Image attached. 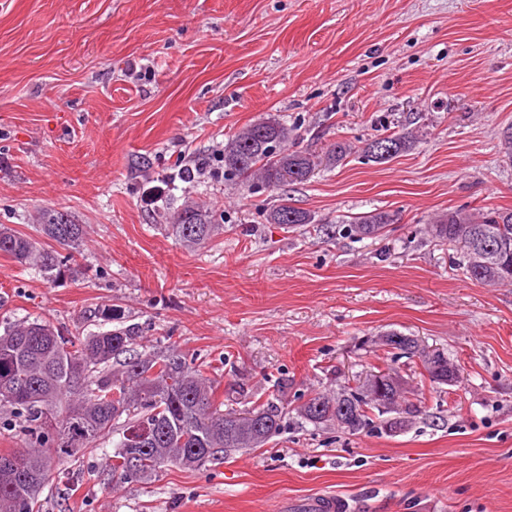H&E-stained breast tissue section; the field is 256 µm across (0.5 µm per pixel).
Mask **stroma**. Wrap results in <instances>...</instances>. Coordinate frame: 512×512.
<instances>
[{
	"label": "stroma",
	"instance_id": "35a3bbf8",
	"mask_svg": "<svg viewBox=\"0 0 512 512\" xmlns=\"http://www.w3.org/2000/svg\"><path fill=\"white\" fill-rule=\"evenodd\" d=\"M266 115L315 154L401 129L418 141L274 190L223 161ZM511 125L512 0H0V224L31 235L54 207L86 229L55 281L0 256V323L87 336L116 304L139 352L210 363L225 408L281 377L293 407L373 366L419 408L392 436L292 418L264 448L147 483L113 478L105 437L43 490V512H278L324 492L350 512H512V285L470 281L462 250L424 232L451 209L512 210ZM183 165L191 182L146 199ZM284 196L316 223H266ZM188 199L224 213L195 250L167 228ZM376 209L398 222L347 233ZM390 330L445 352L457 381L373 345ZM398 220L397 214L388 211H371L361 216L353 217L349 222L351 235L358 238H376L382 235L388 224H393Z\"/></svg>",
	"mask_w": 512,
	"mask_h": 512
}]
</instances>
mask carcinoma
<instances>
[{
	"mask_svg": "<svg viewBox=\"0 0 512 512\" xmlns=\"http://www.w3.org/2000/svg\"><path fill=\"white\" fill-rule=\"evenodd\" d=\"M290 139L287 124L273 116L261 117L225 144L224 168L277 189L308 181L318 167H335L356 149L338 142L315 155L291 149ZM415 143L413 133L393 132L356 150L384 164ZM397 220L395 213L375 210L352 218L349 231L361 239L376 238ZM223 222L224 213L195 201L184 202L170 216L175 239L188 250L210 243ZM266 222L303 227L314 218L281 198L267 212ZM37 232L56 247L46 248L0 225V254L53 279L79 251L84 227L69 213L46 207L39 212ZM425 232L462 245L470 280L489 286L512 284L511 210H450ZM137 339L138 330L121 324L82 338L69 336L48 321L21 320L4 326L0 381L16 385L18 391L11 396L0 393V407L14 411L31 443L21 450H0V462L25 463L14 486L0 485V512H40V490L67 465L95 452L97 439L111 432L119 435L113 443L112 476L145 482L166 466L192 470L231 452L262 448L286 429L288 410L277 402L285 399L288 380L280 381L265 401L258 398L241 411L224 410L216 401L215 380L203 365L189 364L174 352L143 355L135 350ZM374 344L418 356L435 384L446 385L448 372L458 373L448 356L436 351L429 357L412 336L390 331ZM119 359L120 369H112V361ZM408 393L407 382L393 368L374 367L354 384L318 392L293 411L297 419L315 426L357 433L374 424L384 433H398L412 426L416 413ZM191 448L201 452L191 455ZM131 453L140 456L134 474L125 472Z\"/></svg>",
	"mask_w": 512,
	"mask_h": 512,
	"instance_id": "cac0c4a2",
	"label": "carcinoma"
}]
</instances>
